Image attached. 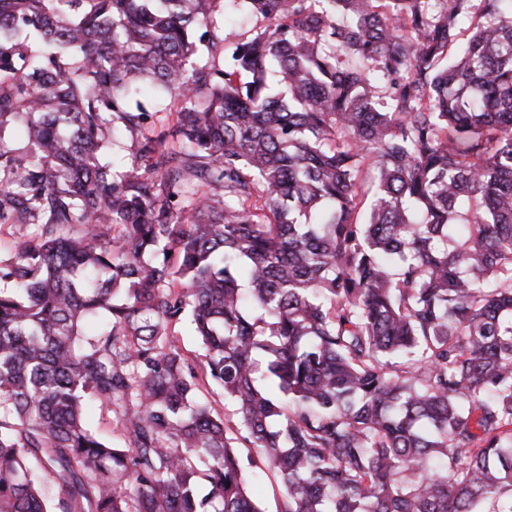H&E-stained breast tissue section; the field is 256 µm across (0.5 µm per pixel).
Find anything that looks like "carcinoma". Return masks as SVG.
<instances>
[{"label": "carcinoma", "instance_id": "carcinoma-1", "mask_svg": "<svg viewBox=\"0 0 512 512\" xmlns=\"http://www.w3.org/2000/svg\"><path fill=\"white\" fill-rule=\"evenodd\" d=\"M5 227L0 512H512V0H0ZM89 423L93 430L105 441L112 442L120 437L116 422L105 409L94 406L89 411Z\"/></svg>", "mask_w": 512, "mask_h": 512}]
</instances>
